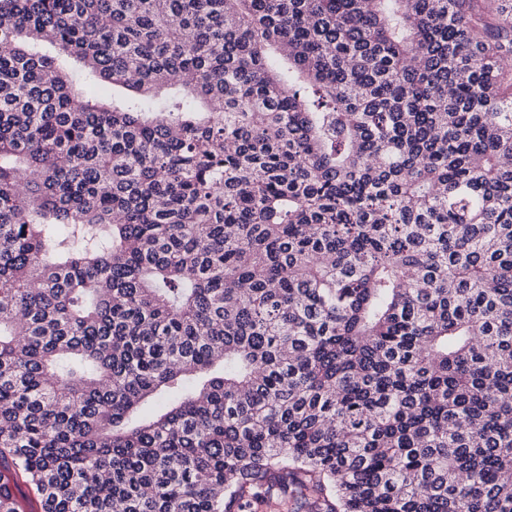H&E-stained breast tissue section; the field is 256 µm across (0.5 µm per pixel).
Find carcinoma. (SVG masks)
<instances>
[{"instance_id": "obj_1", "label": "carcinoma", "mask_w": 512, "mask_h": 512, "mask_svg": "<svg viewBox=\"0 0 512 512\" xmlns=\"http://www.w3.org/2000/svg\"><path fill=\"white\" fill-rule=\"evenodd\" d=\"M17 477L512 512V0H0V512Z\"/></svg>"}]
</instances>
